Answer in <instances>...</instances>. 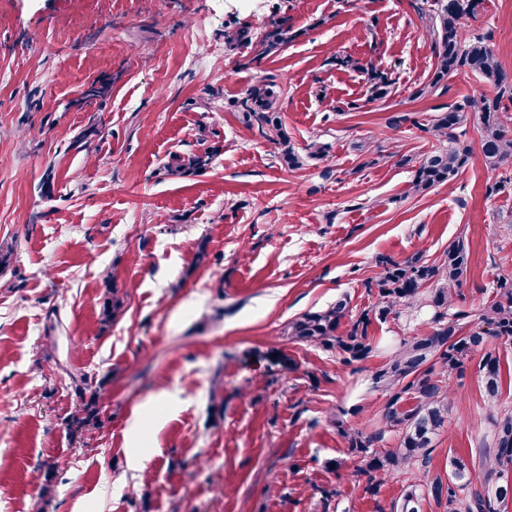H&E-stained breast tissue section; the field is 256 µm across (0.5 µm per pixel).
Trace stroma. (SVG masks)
Returning a JSON list of instances; mask_svg holds the SVG:
<instances>
[{
	"mask_svg": "<svg viewBox=\"0 0 512 512\" xmlns=\"http://www.w3.org/2000/svg\"><path fill=\"white\" fill-rule=\"evenodd\" d=\"M421 5L0 0V242L16 249L0 269V512H387L400 497L395 477L378 496L353 492L357 464L330 419L343 407L373 427L382 354L345 366L288 325L345 295L368 308L382 254L432 259L464 239L468 309L512 272V190L486 194L496 174L477 155L476 114L464 127L476 155L451 184L412 193V166L391 157L430 153L422 124L492 91L462 71L423 93ZM275 17L294 34L278 54L225 47L226 26L254 38ZM467 26L512 73V0H478ZM366 61L391 82L383 100L368 99ZM95 80L109 93L82 101ZM261 80L281 91L294 147L319 139L322 160L286 170L241 120L234 102ZM210 148L206 170L166 172ZM111 284L123 308L107 322ZM479 361L449 380L432 471L475 457L489 433ZM93 395L96 426L73 432ZM326 486L341 499L323 503Z\"/></svg>",
	"mask_w": 512,
	"mask_h": 512,
	"instance_id": "35a3bbf8",
	"label": "stroma"
}]
</instances>
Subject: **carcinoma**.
I'll use <instances>...</instances> for the list:
<instances>
[{"instance_id": "cac0c4a2", "label": "carcinoma", "mask_w": 512, "mask_h": 512, "mask_svg": "<svg viewBox=\"0 0 512 512\" xmlns=\"http://www.w3.org/2000/svg\"><path fill=\"white\" fill-rule=\"evenodd\" d=\"M476 0H433L431 4L435 65L427 92L436 91L459 70H466L493 86L494 95H481L464 103L448 106L437 113L426 128L440 146L416 162L413 190L424 192L451 183L472 160V151L459 139L458 129L469 109L479 114L481 155L486 167L499 171V180L487 187L491 195L512 185V75L498 63L485 37L466 32V20L474 13ZM293 38L281 20L273 18L259 41L261 53L278 52ZM251 42L245 30L224 27V44L235 47ZM359 69L369 76L370 100L389 93L387 74L366 63ZM244 123L258 124L262 133L281 146L280 161L289 169L302 166V157L288 144L283 127L280 94L265 81L247 88L236 102ZM214 151L175 155L165 169L174 175H192L207 169ZM469 251L457 239L436 258L421 252L404 259L381 255L376 264L379 276L365 283L375 302L352 316L349 301L339 299L324 310L308 312L288 325L291 339L333 351L344 365H351L378 351L368 328L374 321L386 323L402 318L416 320L429 314L430 329L396 340L384 361L370 375L371 388L381 392L384 404L379 423L366 432L336 421L347 442L349 455L361 463L364 491L377 496L381 481L391 476L406 477L407 484L390 512H420L421 502L433 501L442 512H506L507 495L498 491L506 477L504 468L512 465V406L501 402L503 378L501 355L488 350L478 365L481 392L491 410L490 439L478 461L453 456L448 472L429 475L434 440L448 429V377L460 371L473 353L474 344L458 337L466 331L489 344L492 339L512 343V273L499 275L493 283L491 299L475 309L456 306L460 289L467 279ZM122 309L119 290L108 288L103 307L107 319ZM350 318V328L337 334L341 321ZM94 403L82 404L71 416V425L94 423ZM396 446H390V441Z\"/></svg>"}]
</instances>
